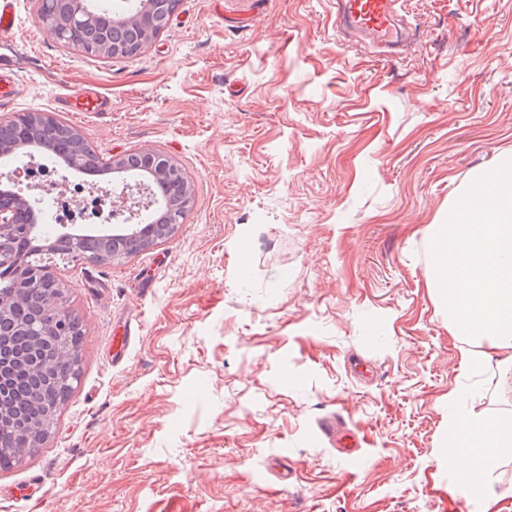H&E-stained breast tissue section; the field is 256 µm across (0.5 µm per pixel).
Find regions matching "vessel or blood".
<instances>
[{
    "instance_id": "1",
    "label": "vessel or blood",
    "mask_w": 512,
    "mask_h": 512,
    "mask_svg": "<svg viewBox=\"0 0 512 512\" xmlns=\"http://www.w3.org/2000/svg\"><path fill=\"white\" fill-rule=\"evenodd\" d=\"M336 25L375 46L391 53L409 40L412 33L401 23L400 0H336ZM69 112H100L104 103L92 91L82 90L63 100Z\"/></svg>"
}]
</instances>
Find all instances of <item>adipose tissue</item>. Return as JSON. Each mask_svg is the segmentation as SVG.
<instances>
[{
    "instance_id": "1",
    "label": "adipose tissue",
    "mask_w": 512,
    "mask_h": 512,
    "mask_svg": "<svg viewBox=\"0 0 512 512\" xmlns=\"http://www.w3.org/2000/svg\"><path fill=\"white\" fill-rule=\"evenodd\" d=\"M477 394L474 388L448 394V461L457 467L458 483L483 499L484 512H495L498 495L489 481L488 469L501 453L512 450V411L473 420L468 407Z\"/></svg>"
}]
</instances>
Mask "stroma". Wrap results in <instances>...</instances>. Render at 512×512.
Returning a JSON list of instances; mask_svg holds the SVG:
<instances>
[{"instance_id": "stroma-1", "label": "stroma", "mask_w": 512, "mask_h": 512, "mask_svg": "<svg viewBox=\"0 0 512 512\" xmlns=\"http://www.w3.org/2000/svg\"><path fill=\"white\" fill-rule=\"evenodd\" d=\"M333 2L181 0L111 59L17 0L9 115L91 89L108 111L63 120L104 157L168 155L193 197L150 249L58 263L81 374L43 446L0 470V512H483L448 466L461 344L426 233L512 153V0H402L396 57L344 40ZM484 366L473 412L512 410L499 356Z\"/></svg>"}]
</instances>
